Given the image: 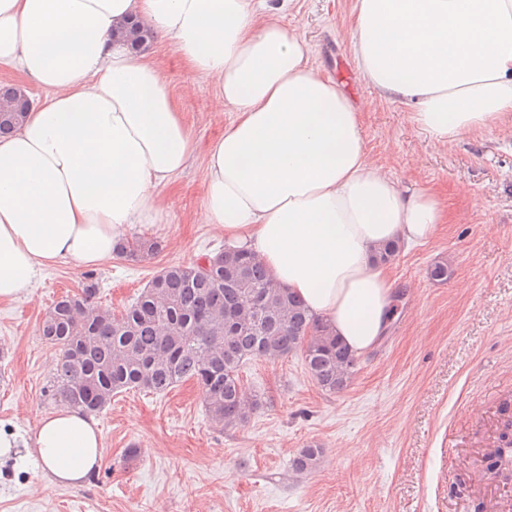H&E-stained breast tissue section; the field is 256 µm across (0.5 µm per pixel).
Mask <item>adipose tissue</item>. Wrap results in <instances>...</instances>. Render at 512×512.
Returning <instances> with one entry per match:
<instances>
[{
	"label": "adipose tissue",
	"mask_w": 512,
	"mask_h": 512,
	"mask_svg": "<svg viewBox=\"0 0 512 512\" xmlns=\"http://www.w3.org/2000/svg\"><path fill=\"white\" fill-rule=\"evenodd\" d=\"M144 22L232 119L198 147L153 54L114 31ZM352 51L379 95L403 100L433 140L512 116V0H355ZM0 78L40 95L0 138V301L57 264L96 268L128 226L160 223L161 195L196 151L203 223L255 253L273 280L355 354L383 336L396 299L383 243L429 241L447 211L382 174L359 111L311 64L267 0H0ZM33 457L45 486L89 482L103 458L94 419L67 406L29 436L0 427V457Z\"/></svg>",
	"instance_id": "1"
}]
</instances>
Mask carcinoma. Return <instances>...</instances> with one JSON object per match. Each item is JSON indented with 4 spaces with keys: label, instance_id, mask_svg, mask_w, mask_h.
Here are the masks:
<instances>
[{
    "label": "carcinoma",
    "instance_id": "carcinoma-1",
    "mask_svg": "<svg viewBox=\"0 0 512 512\" xmlns=\"http://www.w3.org/2000/svg\"><path fill=\"white\" fill-rule=\"evenodd\" d=\"M121 36L134 52L146 48L147 30L131 22ZM9 87L0 88V135L24 116ZM159 250L152 239L127 242L121 251L146 258ZM95 284L58 300L44 315L42 335L62 355L50 385L53 399L87 414L130 390L163 394L193 379L203 390L210 419L245 425L259 407L239 372L247 361H277L298 350L315 383L330 393L346 389L357 361L330 324L277 285L262 261L244 249L224 250L206 262L170 265L156 274L121 316L96 305ZM322 450L301 449L292 470L316 468Z\"/></svg>",
    "mask_w": 512,
    "mask_h": 512
}]
</instances>
